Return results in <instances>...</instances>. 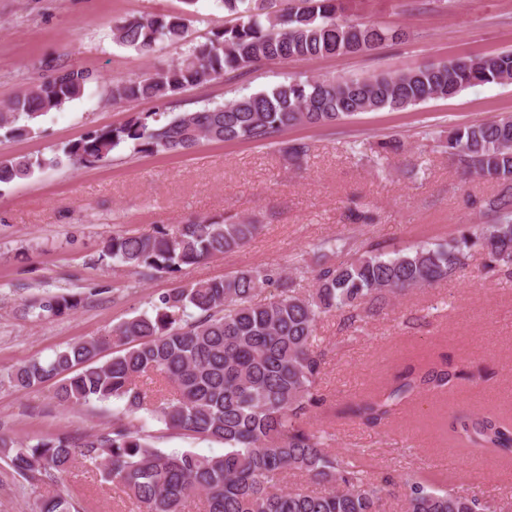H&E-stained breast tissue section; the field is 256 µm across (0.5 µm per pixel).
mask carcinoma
I'll return each instance as SVG.
<instances>
[{"instance_id": "carcinoma-1", "label": "carcinoma", "mask_w": 512, "mask_h": 512, "mask_svg": "<svg viewBox=\"0 0 512 512\" xmlns=\"http://www.w3.org/2000/svg\"><path fill=\"white\" fill-rule=\"evenodd\" d=\"M232 16L207 42L179 59L112 84L119 105L139 99L165 102L184 91L243 73L258 65L372 50L402 38L391 28L349 18L347 0H215ZM184 14L129 16L113 23L117 44L148 56L163 44L186 42ZM48 74L0 103V129L31 131L30 123L82 98L99 82L83 68L46 62ZM512 81V51L465 56L397 74L363 78H289L262 91L194 112L159 119L135 114L123 124L87 133L48 156L0 160V187L68 162L102 166L119 148L135 153L184 154L201 143L273 144L296 126L327 127L361 112L405 109L461 90ZM448 156L464 176L512 185V114L459 125L448 132ZM302 140L286 144L291 161L308 155ZM493 222L461 232L446 244L416 246L386 255L372 244L336 264L350 249L343 238L313 245L314 289L293 288L288 266L239 270L189 283L159 296L151 310L122 321L106 337L71 343L47 360L35 359L7 373L20 387L53 383L63 405L119 403L112 428L96 433L0 438V458L25 482H53L80 460L120 488L136 512H185L196 499L203 512H382L390 484L344 460L331 448L333 434L304 424L325 405L319 384L326 357L316 343L317 323L337 315L347 328L363 321L368 306L462 272L473 252L488 274L512 275V196L486 201ZM255 221L233 215L196 216L152 235L117 233L103 255L131 273L151 277L184 268L248 244ZM277 293L257 303L266 287ZM81 299L44 293L25 304L37 319L76 310ZM112 357L99 361L106 345ZM147 377L169 388L159 399L138 385ZM465 373L442 360L411 365L394 381L351 409L369 426L384 425L417 394H445ZM146 412L166 429L224 444V454L165 451L133 424ZM448 433L465 448L512 461V421L491 413L456 416ZM313 487H287L288 474ZM406 512H502L475 493L448 490L419 473L403 483ZM41 512H80L62 495L43 501Z\"/></svg>"}]
</instances>
